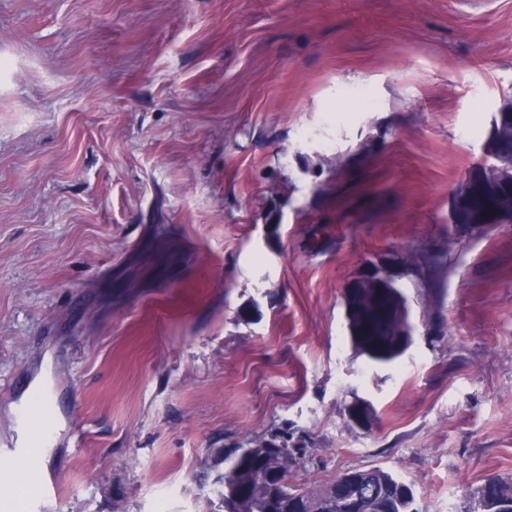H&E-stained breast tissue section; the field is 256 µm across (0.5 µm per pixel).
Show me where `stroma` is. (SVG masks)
Here are the masks:
<instances>
[{
	"mask_svg": "<svg viewBox=\"0 0 512 512\" xmlns=\"http://www.w3.org/2000/svg\"><path fill=\"white\" fill-rule=\"evenodd\" d=\"M2 60L0 438L49 369L84 422L43 512H158L169 486L165 512H213L225 449L278 427L310 448L290 482L380 467L419 512L512 475V226L394 361L345 301L491 163L512 0H0Z\"/></svg>",
	"mask_w": 512,
	"mask_h": 512,
	"instance_id": "1",
	"label": "stroma"
}]
</instances>
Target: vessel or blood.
I'll return each instance as SVG.
<instances>
[{"instance_id":"1","label":"vessel or blood","mask_w":512,"mask_h":512,"mask_svg":"<svg viewBox=\"0 0 512 512\" xmlns=\"http://www.w3.org/2000/svg\"><path fill=\"white\" fill-rule=\"evenodd\" d=\"M26 405L17 411L15 432L0 441V512H40L44 502L60 494L58 478L41 458L33 453L37 431H52L57 422H65L67 436L80 435L83 423L78 415L62 417L54 403L50 386H26L22 392ZM23 463L35 471L36 480L27 486L19 485L4 466Z\"/></svg>"}]
</instances>
